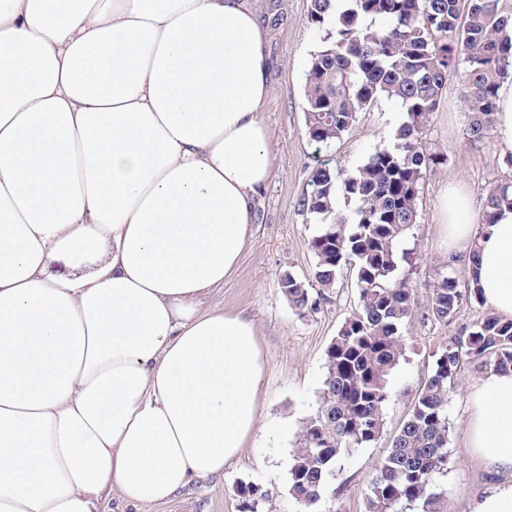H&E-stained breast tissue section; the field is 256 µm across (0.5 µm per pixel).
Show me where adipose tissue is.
<instances>
[{"label": "adipose tissue", "mask_w": 512, "mask_h": 512, "mask_svg": "<svg viewBox=\"0 0 512 512\" xmlns=\"http://www.w3.org/2000/svg\"><path fill=\"white\" fill-rule=\"evenodd\" d=\"M267 36L257 0H0V512L161 503L252 438L256 326L205 303L274 172ZM475 209L445 197L448 265L512 319V210ZM468 413L507 475L472 512H512V371Z\"/></svg>", "instance_id": "1"}]
</instances>
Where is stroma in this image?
Segmentation results:
<instances>
[{"label":"stroma","mask_w":512,"mask_h":512,"mask_svg":"<svg viewBox=\"0 0 512 512\" xmlns=\"http://www.w3.org/2000/svg\"><path fill=\"white\" fill-rule=\"evenodd\" d=\"M260 6L268 24L273 63L262 119L275 152V171L259 195L254 236L237 271L209 301L210 308L243 314L256 325L267 361L257 430L222 475L195 480L171 501L150 507L148 512H244L239 486L248 482L268 494L259 512H299L287 492L292 450L304 422L317 409L326 349L355 310L357 287L351 274H343L317 311L301 317L283 296L280 279L287 273L310 278L314 266L310 240L320 226L301 206L313 167L327 160L336 166L355 168L376 144L390 140L404 119L400 103L380 100L360 114L343 139L315 149L305 133L303 112L306 72L320 45L319 31L307 22L309 0H260ZM463 98L461 83L450 79L439 109L424 131L427 149L442 155L444 161L427 175L417 222L403 242L404 247L417 253L414 286L418 305L408 328L406 357L389 377L391 396L384 410L386 435L341 460L340 472L323 494L324 512H365L367 484L389 449L390 434L401 426L422 382L431 373L433 351L447 343L459 326L471 324L486 312L481 305L462 306L452 326L424 317L427 284L444 270L446 247L440 206L447 190L464 188L482 199L494 183L512 180V169L503 163L497 133L476 142L467 140ZM478 377L477 371L465 370L449 393L451 463L447 474L439 479L446 491L444 512H470L472 501L495 480L465 446L469 389Z\"/></svg>","instance_id":"stroma-1"}]
</instances>
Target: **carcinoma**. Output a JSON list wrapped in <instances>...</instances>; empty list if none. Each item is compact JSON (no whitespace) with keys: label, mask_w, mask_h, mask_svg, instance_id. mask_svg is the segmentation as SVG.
Returning a JSON list of instances; mask_svg holds the SVG:
<instances>
[{"label":"carcinoma","mask_w":512,"mask_h":512,"mask_svg":"<svg viewBox=\"0 0 512 512\" xmlns=\"http://www.w3.org/2000/svg\"><path fill=\"white\" fill-rule=\"evenodd\" d=\"M335 2L310 0L307 21L324 35L305 78L309 140L322 146L341 140L380 99L399 102L405 118L364 164L312 169L303 199V210L321 224L310 241L312 280L291 273L280 280L301 317L317 310L348 269L358 292V307L327 347L319 405L293 449L288 495L302 512H321L322 492L341 457L378 442L384 431L388 377L405 355L403 329L417 309L411 285L417 256L401 242L416 223L424 178L441 163L422 136L448 79L464 86L466 135L477 141L495 127L500 89L512 82V13L501 0H342L338 13ZM341 198L354 202L353 214L338 210ZM504 208L512 210V182L489 189L481 223H496ZM430 288L425 318L439 323H451L464 303H482L462 269L444 273ZM433 357L431 374L368 482L365 512H440L449 388L467 368L512 369V320L487 313ZM240 494L249 512L268 497L250 483Z\"/></svg>","instance_id":"1"}]
</instances>
